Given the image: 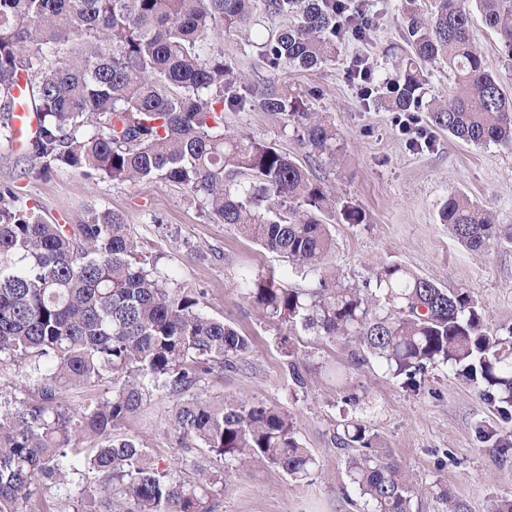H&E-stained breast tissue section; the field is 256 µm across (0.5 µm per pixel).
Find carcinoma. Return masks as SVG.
I'll use <instances>...</instances> for the list:
<instances>
[{
	"mask_svg": "<svg viewBox=\"0 0 512 512\" xmlns=\"http://www.w3.org/2000/svg\"><path fill=\"white\" fill-rule=\"evenodd\" d=\"M344 0H0V127L11 137V91L27 87L39 135L29 156L47 175L65 167L112 182L172 183L202 199L205 215L318 281L287 288L273 272L246 275L249 303L287 327L353 337L397 375L445 363L512 408V325L495 331L465 288L448 289L396 261L372 272L378 294L340 282L328 259L332 223L361 224L320 181L271 143L226 129V112H263L314 158H334L336 128L274 81L245 83L224 60V37L258 12L288 23L256 32L270 71L317 68L336 57ZM512 61V0H436L429 19H403L407 58L379 96L389 112H425L432 125L477 147H512V91L489 70L472 11ZM448 64V95L424 101L427 66ZM439 221L462 247L512 243L469 197L448 195ZM250 338L203 311V292L148 260L120 214L90 210L50 224L0 185V365L33 379L0 406V512H211L230 469L265 462L294 481L316 462L290 415L263 401L204 393L251 352ZM72 389L90 392L78 409ZM175 398L168 429L222 463L181 477L121 432L147 396ZM347 476L370 512H412L413 487L343 425Z\"/></svg>",
	"mask_w": 512,
	"mask_h": 512,
	"instance_id": "carcinoma-1",
	"label": "carcinoma"
}]
</instances>
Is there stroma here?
<instances>
[{
    "label": "stroma",
    "instance_id": "1",
    "mask_svg": "<svg viewBox=\"0 0 512 512\" xmlns=\"http://www.w3.org/2000/svg\"><path fill=\"white\" fill-rule=\"evenodd\" d=\"M375 16L372 37L341 40L333 61L317 69L286 68L277 78L299 96L307 111L336 127L341 149L335 159L312 161L292 131L262 112H228L229 129L270 142L320 177L342 203L359 207L360 224L334 227L332 261L344 284L374 293L372 264L394 259L445 288H466L484 308L489 327L512 324V245L461 248L437 221L439 202L461 192L487 206L497 223L512 224V148L474 147L429 128L416 113L428 144L401 133L395 113L365 106L349 70L369 59L375 84L395 75L408 46L402 37L404 0H367ZM224 57L250 81L267 72L247 34L225 39ZM37 161L12 149L0 136V183H10L47 221L74 224L89 208L119 213L145 251L176 282L205 291V310L251 337L253 350L241 366L211 382L209 394L259 399L294 418L299 437L316 459L310 483L260 462L226 477L212 499V512H369L346 473L349 456L336 426L354 418L366 425L378 450L389 454L414 489V512H494L512 499V411L466 384L445 364L404 384L374 357L351 358L354 344L343 336L290 329L252 307L240 289L243 274H283L291 288L317 287L314 277L290 272L278 255L261 249L229 226L207 219L200 199L180 186L115 183L67 169L47 176ZM161 224H153V217ZM288 334L304 385H295L278 339ZM171 395L156 391L124 426L152 448L159 465L180 467L196 450L173 446L167 419Z\"/></svg>",
    "mask_w": 512,
    "mask_h": 512
}]
</instances>
